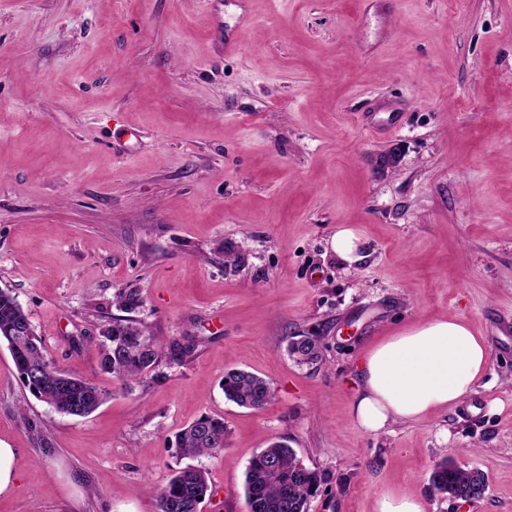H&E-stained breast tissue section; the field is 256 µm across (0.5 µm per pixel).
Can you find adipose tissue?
I'll return each mask as SVG.
<instances>
[{"label":"adipose tissue","instance_id":"1","mask_svg":"<svg viewBox=\"0 0 512 512\" xmlns=\"http://www.w3.org/2000/svg\"><path fill=\"white\" fill-rule=\"evenodd\" d=\"M487 364L483 340L464 320L452 316L417 325L362 355L351 418L378 434L451 408L475 390Z\"/></svg>","mask_w":512,"mask_h":512}]
</instances>
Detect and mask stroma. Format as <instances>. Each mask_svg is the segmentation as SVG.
Here are the masks:
<instances>
[{
  "label": "stroma",
  "mask_w": 512,
  "mask_h": 512,
  "mask_svg": "<svg viewBox=\"0 0 512 512\" xmlns=\"http://www.w3.org/2000/svg\"><path fill=\"white\" fill-rule=\"evenodd\" d=\"M225 32L239 54L215 52ZM343 225L365 242L353 269L330 249ZM123 288L151 335L198 342L127 386L89 342ZM0 289L53 366L108 393L58 413L0 343L20 470L0 512H155L151 487L185 465L175 435L204 414L226 437L193 461L201 512H247L245 469L276 439L326 475L309 512H373L389 486L425 512H512V0H0ZM448 316L485 343L474 392L362 431L361 355ZM307 333L313 366L286 351ZM229 368L274 401L226 400ZM445 458L485 473L481 499L432 494Z\"/></svg>",
  "instance_id": "stroma-1"
}]
</instances>
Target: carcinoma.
Instances as JSON below:
<instances>
[{"instance_id":"carcinoma-1","label":"carcinoma","mask_w":512,"mask_h":512,"mask_svg":"<svg viewBox=\"0 0 512 512\" xmlns=\"http://www.w3.org/2000/svg\"><path fill=\"white\" fill-rule=\"evenodd\" d=\"M115 304L127 313L136 310L142 305L140 290L118 292ZM25 328H33L29 315L11 291L0 289V342L7 343L23 384L61 414L85 417L96 411L107 396L106 390L53 368L43 354L40 336L19 335ZM91 342L98 347L102 370L124 383L143 379L163 360L170 365H181L197 349V342L185 337L160 342L133 320L124 318L112 319ZM320 343L319 336H291L287 339V351L298 362L313 365L321 359ZM221 389L227 400L253 410L265 408L275 397L269 381L237 368L224 372ZM224 436L223 419L202 415L178 433L176 444L181 457L197 458L222 450ZM321 482L319 472L300 463L294 449L281 440L273 441L246 469L247 512H309L311 499ZM430 488L447 498L482 497L487 490V479L478 469H464L444 459L430 475ZM210 493L206 472L187 465L154 490L157 512H198L199 505Z\"/></svg>"}]
</instances>
